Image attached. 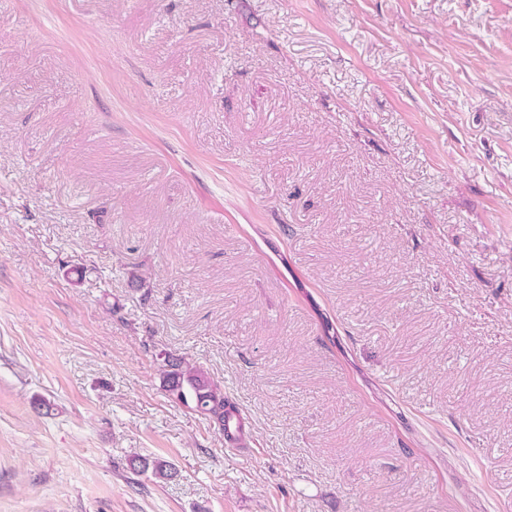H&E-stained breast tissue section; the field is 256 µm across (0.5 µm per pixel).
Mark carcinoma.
I'll list each match as a JSON object with an SVG mask.
<instances>
[{"label": "carcinoma", "instance_id": "1", "mask_svg": "<svg viewBox=\"0 0 512 512\" xmlns=\"http://www.w3.org/2000/svg\"><path fill=\"white\" fill-rule=\"evenodd\" d=\"M164 387L177 401L200 413L219 431H224V389L203 369L170 354L162 360ZM140 473L156 479L172 476V466L165 460H139Z\"/></svg>", "mask_w": 512, "mask_h": 512}]
</instances>
